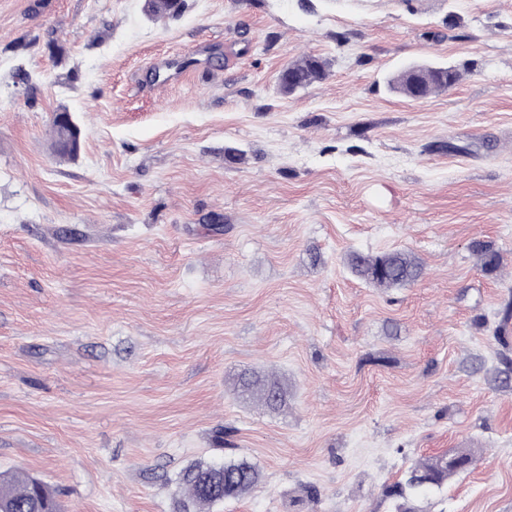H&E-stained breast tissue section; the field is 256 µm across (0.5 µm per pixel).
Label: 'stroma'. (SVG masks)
<instances>
[{
  "instance_id": "35a3bbf8",
  "label": "stroma",
  "mask_w": 512,
  "mask_h": 512,
  "mask_svg": "<svg viewBox=\"0 0 512 512\" xmlns=\"http://www.w3.org/2000/svg\"><path fill=\"white\" fill-rule=\"evenodd\" d=\"M423 61L462 77L389 90ZM391 251L416 281L348 265ZM510 303L512 0H0V470L63 512H173L220 426L262 482L212 512H393L451 448L479 460L420 512H512ZM288 75L292 76L293 83L288 88V81H286L284 92L291 93L324 80L327 76V65L318 57L303 56L281 72L283 78H288ZM459 78V70L453 67L411 64L391 79V88L412 99H420L447 91ZM350 265L360 276L376 287L391 288L413 283L420 275V265L411 255L404 252H385L377 255L355 253ZM382 267L383 273L373 275ZM446 454L417 459L410 465L408 471H405L400 481L386 489V496L394 503L395 510L393 512H420L415 508L414 502L422 492L430 489H442L448 483L449 478L469 469L455 470L443 467L441 462ZM411 471L424 472L430 477L431 483L422 486L411 484L408 478Z\"/></svg>"
}]
</instances>
